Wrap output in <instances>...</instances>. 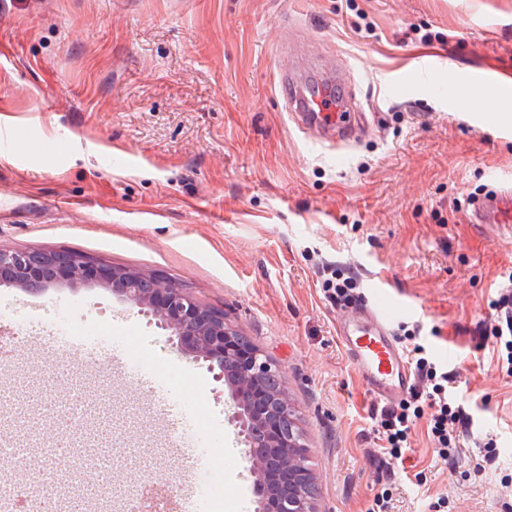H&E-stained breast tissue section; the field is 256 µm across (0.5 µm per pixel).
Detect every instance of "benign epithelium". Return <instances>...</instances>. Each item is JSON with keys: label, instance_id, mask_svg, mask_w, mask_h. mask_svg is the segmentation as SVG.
Masks as SVG:
<instances>
[{"label": "benign epithelium", "instance_id": "1", "mask_svg": "<svg viewBox=\"0 0 512 512\" xmlns=\"http://www.w3.org/2000/svg\"><path fill=\"white\" fill-rule=\"evenodd\" d=\"M98 272V284L150 312L177 346L208 362L227 386L232 421L240 428L255 485L272 512H316L306 467L308 448L288 398L284 372L224 317L173 283L139 271L106 270L91 257L56 250L0 249V285L38 294L56 285L78 288Z\"/></svg>", "mask_w": 512, "mask_h": 512}]
</instances>
